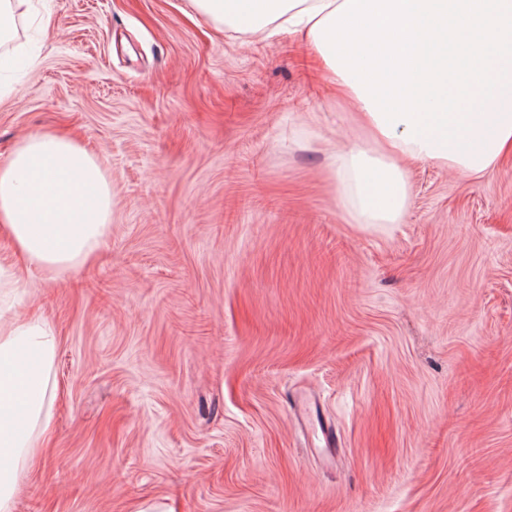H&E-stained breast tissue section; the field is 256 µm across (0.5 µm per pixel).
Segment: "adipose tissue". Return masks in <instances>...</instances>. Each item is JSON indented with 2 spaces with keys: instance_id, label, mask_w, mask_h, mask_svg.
<instances>
[{
  "instance_id": "obj_1",
  "label": "adipose tissue",
  "mask_w": 512,
  "mask_h": 512,
  "mask_svg": "<svg viewBox=\"0 0 512 512\" xmlns=\"http://www.w3.org/2000/svg\"><path fill=\"white\" fill-rule=\"evenodd\" d=\"M209 22L240 32L283 34L314 46L312 27L343 0H192ZM509 69L479 123L468 133L471 150L444 151L424 140L408 144L382 134L350 85L333 69L325 77L366 132L347 141L330 166L342 209L355 224H395L409 202L406 166L434 164L478 174L512 155V55L493 57ZM112 187L97 157L64 133L43 131L18 142L0 159V305L25 287L26 274H55L91 260L110 229ZM58 336L36 317L0 308V512H14L24 468L41 455L53 432L50 383Z\"/></svg>"
}]
</instances>
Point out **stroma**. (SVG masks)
I'll use <instances>...</instances> for the list:
<instances>
[{
    "label": "stroma",
    "instance_id": "obj_1",
    "mask_svg": "<svg viewBox=\"0 0 512 512\" xmlns=\"http://www.w3.org/2000/svg\"><path fill=\"white\" fill-rule=\"evenodd\" d=\"M12 46L0 158L59 130L112 183L96 261L13 296L59 338L15 512H512V158L409 164L401 221L354 224L363 133L305 46L191 0H30ZM318 404L316 395L300 397L294 401L290 412L298 426L310 436L313 448L331 460L336 454V431L327 421L318 420L317 426L314 425L312 415Z\"/></svg>",
    "mask_w": 512,
    "mask_h": 512
}]
</instances>
